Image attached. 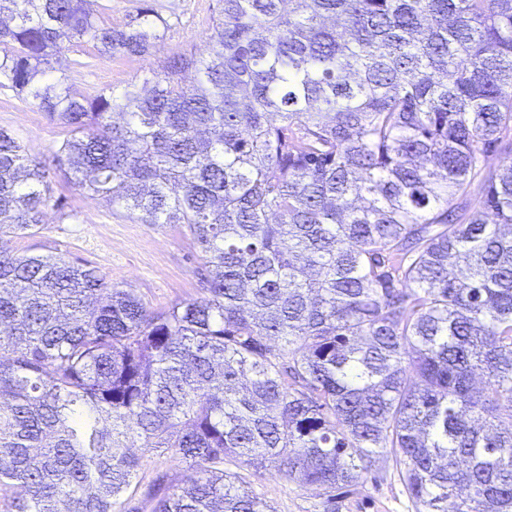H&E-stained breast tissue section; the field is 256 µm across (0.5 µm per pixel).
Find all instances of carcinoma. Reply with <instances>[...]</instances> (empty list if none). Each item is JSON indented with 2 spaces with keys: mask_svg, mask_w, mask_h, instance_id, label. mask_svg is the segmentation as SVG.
<instances>
[{
  "mask_svg": "<svg viewBox=\"0 0 512 512\" xmlns=\"http://www.w3.org/2000/svg\"><path fill=\"white\" fill-rule=\"evenodd\" d=\"M87 2L0 0V88L75 186L186 228L204 297L5 247L64 203L0 128V512H272L232 465L339 512L386 450L415 512H512V0H223L207 57L119 98L42 79L171 24ZM141 3V0H92L90 6L109 25L122 27L136 15ZM0 127L13 131L29 154L47 162L66 136L64 128L34 109L24 95L12 91L0 90ZM131 450L138 456H142L141 474L143 473L146 479L155 475L156 472H166L170 478H175L179 481H184L191 475L190 471H186L181 465H178L168 457H159L150 453L142 454L139 448H131Z\"/></svg>",
  "mask_w": 512,
  "mask_h": 512,
  "instance_id": "cac0c4a2",
  "label": "carcinoma"
}]
</instances>
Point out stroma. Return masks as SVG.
<instances>
[{
	"label": "stroma",
	"instance_id": "stroma-1",
	"mask_svg": "<svg viewBox=\"0 0 512 512\" xmlns=\"http://www.w3.org/2000/svg\"><path fill=\"white\" fill-rule=\"evenodd\" d=\"M151 3L171 22L151 55L106 58L86 42L64 52L59 66L80 92L122 91L149 76L178 49L207 55V35L222 9L220 0ZM0 127L13 131L29 154L47 161L65 137L64 129L25 97L4 90H0ZM50 179L54 196L65 198L68 215L63 218L55 209H47L36 236L9 238L7 245L14 253L37 251L88 262L113 284L134 289L154 310L202 297L197 271L203 261L182 225L140 223L123 209L72 187L61 172H51ZM252 486L274 512H323L313 490L285 480L276 470L254 477ZM339 512H415L392 454L376 456L370 470L345 488Z\"/></svg>",
	"mask_w": 512,
	"mask_h": 512
}]
</instances>
